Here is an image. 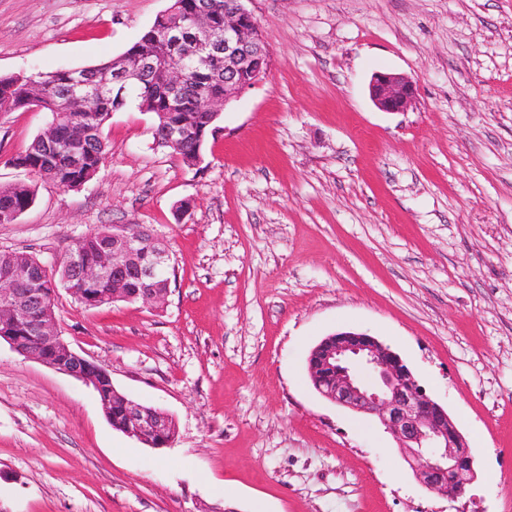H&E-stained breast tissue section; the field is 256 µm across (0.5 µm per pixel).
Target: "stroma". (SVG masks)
<instances>
[{
    "label": "stroma",
    "instance_id": "obj_1",
    "mask_svg": "<svg viewBox=\"0 0 512 512\" xmlns=\"http://www.w3.org/2000/svg\"><path fill=\"white\" fill-rule=\"evenodd\" d=\"M170 0H0V76L123 54ZM271 67L183 165L153 116L64 189L14 167L45 112H0V185L32 206L0 251L45 264L101 226L147 225L163 304L55 295L62 338L176 433L112 427L93 387L0 344V512H512V0H248ZM416 84L406 112L373 73ZM366 332L448 409L478 479L425 490L373 418L322 398L310 350ZM369 96L383 112H406L416 98V85L398 73L376 72L369 82Z\"/></svg>",
    "mask_w": 512,
    "mask_h": 512
}]
</instances>
